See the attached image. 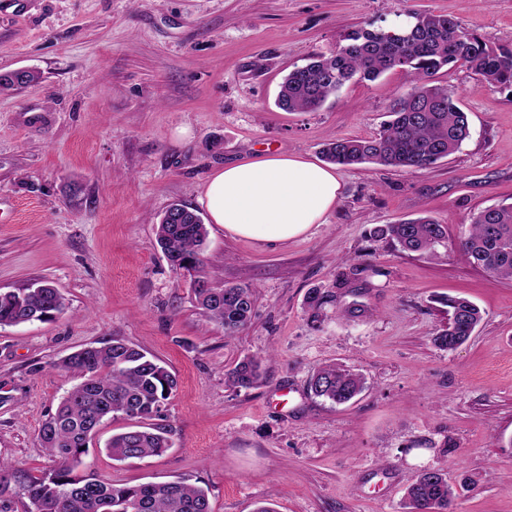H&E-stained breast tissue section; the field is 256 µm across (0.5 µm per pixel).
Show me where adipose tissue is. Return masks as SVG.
I'll list each match as a JSON object with an SVG mask.
<instances>
[{
  "instance_id": "1",
  "label": "adipose tissue",
  "mask_w": 512,
  "mask_h": 512,
  "mask_svg": "<svg viewBox=\"0 0 512 512\" xmlns=\"http://www.w3.org/2000/svg\"><path fill=\"white\" fill-rule=\"evenodd\" d=\"M335 167L300 156L268 153L215 170L202 205L232 235L279 242L325 223L341 198Z\"/></svg>"
}]
</instances>
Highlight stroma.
I'll use <instances>...</instances> for the list:
<instances>
[{
	"label": "stroma",
	"mask_w": 512,
	"mask_h": 512,
	"mask_svg": "<svg viewBox=\"0 0 512 512\" xmlns=\"http://www.w3.org/2000/svg\"><path fill=\"white\" fill-rule=\"evenodd\" d=\"M407 9L512 47V0H0V73L40 74L0 93V289L45 280L66 303L52 321L0 328V461L48 469L39 430L75 383L54 362L118 338L176 374L157 419L173 446L112 461L104 444L125 422L109 421L86 457L104 479H181L208 488L212 512H402L418 470L443 467L452 512H512V281L369 235L428 216L457 240L478 210L512 203V89L448 70L470 122L461 150L428 169H341L339 203L304 236L209 225L214 282L255 291L236 335L156 240L157 215L200 208L217 168L268 151L317 162L328 142L376 135L408 85L401 70L350 82L315 112L283 111L277 96L310 54ZM314 289L332 297L316 318ZM447 297L482 312L449 352L432 341ZM248 355L266 375L238 390L225 374ZM331 363L364 376L352 402L310 395L309 374Z\"/></svg>",
	"instance_id": "obj_1"
}]
</instances>
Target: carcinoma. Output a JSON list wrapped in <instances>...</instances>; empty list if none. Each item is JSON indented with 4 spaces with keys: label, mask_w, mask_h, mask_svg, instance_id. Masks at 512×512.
I'll list each match as a JSON object with an SVG mask.
<instances>
[{
    "label": "carcinoma",
    "mask_w": 512,
    "mask_h": 512,
    "mask_svg": "<svg viewBox=\"0 0 512 512\" xmlns=\"http://www.w3.org/2000/svg\"><path fill=\"white\" fill-rule=\"evenodd\" d=\"M405 21L378 28H359L336 50L314 53L285 77L277 98L280 109L312 112L350 81L374 82L399 69L410 77L403 92L389 97L386 121L369 138H343L322 150L325 161L341 166L377 164L397 169H428L458 152L470 136L469 121L442 84L448 69L461 65L491 84L512 88V48L492 46L471 32L459 17L407 10ZM39 79L32 71L20 78L0 73V91ZM180 219L162 215L157 240L171 265L191 272L197 305L233 336L251 321L254 291L250 287H213L203 256L208 237L197 211L182 206ZM371 236L389 240L405 252L446 256L458 254L470 264L506 280L512 279V203L485 207L475 213L468 236L448 238V227L429 217L375 227ZM448 322L434 336V344L454 350L471 337L482 320L480 308L465 298H447ZM64 298L46 283H27L0 290V327L47 322L64 312ZM262 360L239 361L227 380L238 389L256 387L263 378ZM56 367L78 379L39 431L52 467L40 475L10 472L0 464V512H212L207 491L183 480L135 485L112 483L84 468L92 439L93 421L105 424L123 417L133 425L118 432L105 446L114 461L161 455L172 447L168 433L150 426L177 389L175 374L137 345L114 339L90 343L67 355ZM312 394L332 404L350 402L365 389V380L336 364H325L309 377ZM456 497L448 472L421 470L408 487L404 512H448Z\"/></svg>",
    "instance_id": "cac0c4a2"
}]
</instances>
